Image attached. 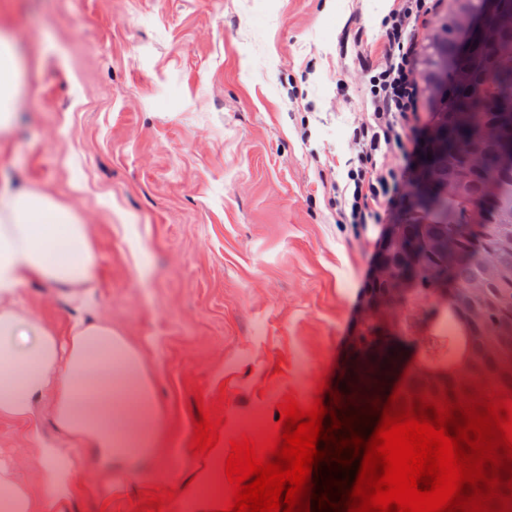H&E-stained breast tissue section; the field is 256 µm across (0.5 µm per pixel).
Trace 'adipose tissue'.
<instances>
[{
    "label": "adipose tissue",
    "instance_id": "ef3b65f1",
    "mask_svg": "<svg viewBox=\"0 0 512 512\" xmlns=\"http://www.w3.org/2000/svg\"><path fill=\"white\" fill-rule=\"evenodd\" d=\"M25 70L14 38L0 27V141L14 123ZM97 273L96 247L77 211L35 187L0 186V416L34 432L50 410L62 437L108 466L160 454L167 415L142 345L97 312ZM33 280L63 289L74 304L69 335H57L20 302ZM28 460L44 494L35 497L0 466L5 512H64L75 457L42 444Z\"/></svg>",
    "mask_w": 512,
    "mask_h": 512
}]
</instances>
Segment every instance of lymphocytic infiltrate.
<instances>
[{"instance_id": "lymphocytic-infiltrate-1", "label": "lymphocytic infiltrate", "mask_w": 512, "mask_h": 512, "mask_svg": "<svg viewBox=\"0 0 512 512\" xmlns=\"http://www.w3.org/2000/svg\"><path fill=\"white\" fill-rule=\"evenodd\" d=\"M436 7L437 0H394L383 19V46L370 67L371 109L352 132L356 155L347 177L353 190L350 199L336 201L338 223L358 229L380 223L401 185L398 170L386 164V156L394 151L414 161L420 156L424 132L418 125L417 34Z\"/></svg>"}]
</instances>
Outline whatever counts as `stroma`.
I'll use <instances>...</instances> for the list:
<instances>
[{"instance_id": "stroma-1", "label": "stroma", "mask_w": 512, "mask_h": 512, "mask_svg": "<svg viewBox=\"0 0 512 512\" xmlns=\"http://www.w3.org/2000/svg\"><path fill=\"white\" fill-rule=\"evenodd\" d=\"M392 5L0 0L29 62L0 181L48 191L89 224L98 308L144 346L169 415L166 452L117 472L70 446L68 512H132L156 486L179 488L173 512H197L207 486L188 448L195 394L225 395V449L242 417L276 423L285 395L309 404L322 371L336 370L381 228L337 223L317 168L346 184ZM20 298L68 334L73 307L60 289L33 281ZM443 310L413 290L390 311L400 368L447 354ZM32 445L26 425L0 417V461L35 487Z\"/></svg>"}]
</instances>
